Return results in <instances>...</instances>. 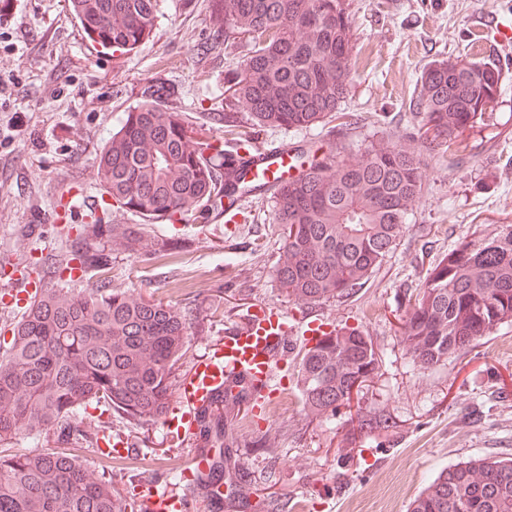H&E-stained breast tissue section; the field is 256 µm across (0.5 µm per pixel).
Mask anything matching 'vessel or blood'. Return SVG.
I'll return each mask as SVG.
<instances>
[{
    "label": "vessel or blood",
    "mask_w": 512,
    "mask_h": 512,
    "mask_svg": "<svg viewBox=\"0 0 512 512\" xmlns=\"http://www.w3.org/2000/svg\"><path fill=\"white\" fill-rule=\"evenodd\" d=\"M250 177L259 185L272 189L288 178L292 155L288 148L276 147L255 151L251 156ZM289 340L288 317L266 305L249 310L243 323L226 328L223 337L209 344L203 355L194 360L178 387V413L165 428L169 433L188 440L198 438V417L217 399L234 402L244 386H252L248 406H255L262 392L270 391L278 363L286 355ZM213 466L210 455L195 451L181 472L184 493H156L146 498L152 512H187L188 491L194 490L199 474Z\"/></svg>",
    "instance_id": "1"
}]
</instances>
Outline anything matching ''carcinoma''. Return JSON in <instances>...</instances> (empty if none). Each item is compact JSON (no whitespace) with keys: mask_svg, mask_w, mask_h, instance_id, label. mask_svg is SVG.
Here are the masks:
<instances>
[{"mask_svg":"<svg viewBox=\"0 0 512 512\" xmlns=\"http://www.w3.org/2000/svg\"><path fill=\"white\" fill-rule=\"evenodd\" d=\"M160 0H71L84 33L127 54L152 33ZM224 31L242 36L243 55L228 81L224 111L210 125L237 126V109L259 127L303 130L333 117L347 97L358 53L349 0H212ZM160 77L141 86L138 104L95 157L97 181L113 206L140 215L127 224H84L81 246L50 258L48 273H102L112 251L153 249L151 226L193 210L224 213V201L256 185L247 180L248 140L202 139L174 107ZM501 71L490 60L457 56L421 73L412 109L422 115L420 139L437 147L494 110ZM298 173L279 185L275 223L282 246L277 280L304 304L348 297L396 245L421 191L423 154L394 137L354 155L321 158L295 151ZM401 335L413 364L430 370L512 321V225L491 237H467L431 267L408 300ZM189 318L178 304L137 298L112 286L43 288L0 351V444L54 430L69 443L86 437L77 410L88 403L122 412L137 424L166 414L169 379L184 355ZM382 363L369 336L335 330L302 354L298 376L309 411L322 417L350 403L355 374ZM199 436L214 465L199 478L224 473V408L202 413ZM112 482L64 451L0 455V512H126ZM410 512H512V457L450 464L412 502Z\"/></svg>","mask_w":512,"mask_h":512,"instance_id":"1","label":"carcinoma"}]
</instances>
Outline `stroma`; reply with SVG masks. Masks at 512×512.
Wrapping results in <instances>:
<instances>
[{"label": "stroma", "mask_w": 512, "mask_h": 512, "mask_svg": "<svg viewBox=\"0 0 512 512\" xmlns=\"http://www.w3.org/2000/svg\"><path fill=\"white\" fill-rule=\"evenodd\" d=\"M357 72L335 116L306 130L259 128L248 112L239 131L252 148L282 144L315 156L354 152L391 134L421 149L422 190L397 246L355 294L302 304L282 293L281 246L272 193H251L234 222L191 213L152 226L164 246L151 261L116 251L113 286L134 296L178 303L191 328L170 382L179 384L207 344L248 308L266 304L290 325L321 317L326 330L357 327L382 364L349 405L317 417L304 406L298 364L309 343L294 334L281 383L262 421L224 418V452L236 461L242 492L223 512H408L451 463L512 457V321L423 372L399 334L410 295L438 257L467 236L512 224V0H351ZM221 24L209 0H160L149 41L123 56H90L69 0H0V343L24 314L16 296L49 288L39 260L69 249L100 197L95 156L137 103L141 83L161 77L188 121L206 126L224 109L229 71L243 54L238 35L208 56L199 47ZM469 54L493 60L503 91L492 114L450 148H428L410 110L417 80L431 62ZM62 200L72 209L59 208ZM89 436L75 441L80 462L111 480L144 512L142 491L179 490L192 442L163 422L136 425L101 405L79 413Z\"/></svg>", "instance_id": "1"}]
</instances>
